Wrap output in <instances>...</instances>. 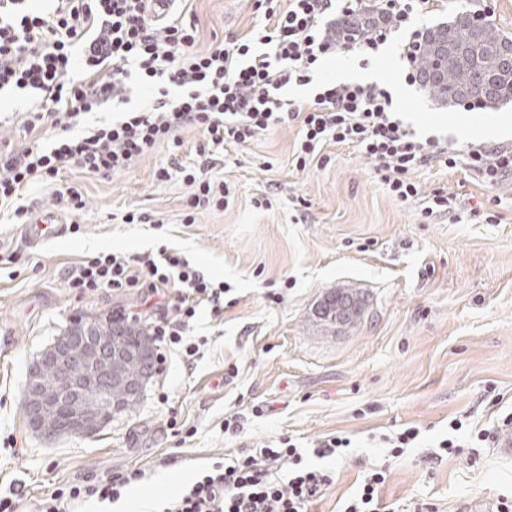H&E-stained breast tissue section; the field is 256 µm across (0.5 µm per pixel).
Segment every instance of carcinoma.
<instances>
[{"mask_svg":"<svg viewBox=\"0 0 512 512\" xmlns=\"http://www.w3.org/2000/svg\"><path fill=\"white\" fill-rule=\"evenodd\" d=\"M415 56L419 82L438 99L457 104L459 89L471 90L469 99L487 105L512 100V61L504 60L501 47L512 39L488 21L475 22L474 11L461 8L448 24L426 32ZM124 339L132 348L154 344L148 330L132 322L125 325ZM139 399L115 385L110 396L85 403H64L43 424L65 434H76L83 420L101 423L116 413L133 411Z\"/></svg>","mask_w":512,"mask_h":512,"instance_id":"cac0c4a2","label":"carcinoma"}]
</instances>
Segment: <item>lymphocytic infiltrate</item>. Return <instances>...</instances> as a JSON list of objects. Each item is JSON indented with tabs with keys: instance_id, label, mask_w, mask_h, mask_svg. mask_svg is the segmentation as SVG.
<instances>
[{
	"instance_id": "lymphocytic-infiltrate-1",
	"label": "lymphocytic infiltrate",
	"mask_w": 512,
	"mask_h": 512,
	"mask_svg": "<svg viewBox=\"0 0 512 512\" xmlns=\"http://www.w3.org/2000/svg\"><path fill=\"white\" fill-rule=\"evenodd\" d=\"M30 0H0V91H30L36 103L22 122L25 146L0 151V215L11 224L30 221L25 191L51 188L59 208H84L81 192L63 184L64 169L109 178L128 171L163 143L178 141L180 130L198 129L199 160L180 172L193 209L224 206V184L209 173L214 152L243 144L283 124L299 127L297 166L318 157L327 142L356 147L369 159L387 191L401 201L419 195L411 171L437 160L467 167L487 186L512 176V149L468 146L465 156L438 138L417 139L398 117L392 93L376 82L325 83L313 103L293 107L285 88L312 84L320 63L340 50L370 60L392 31L408 27L430 0H382L371 30L358 35L336 31L334 14L365 12V0H270L259 25L230 41L199 48L195 22H184L176 0H52L49 11ZM149 90L147 103L128 105L132 83ZM124 105L115 122L79 132L82 117L106 103ZM64 277L88 295L103 288H135L162 297L176 320H148L158 343L194 355L183 335L201 304L224 309V289L208 280L181 252L127 258L100 252L83 257ZM287 468L288 481L273 480ZM144 470L117 471L97 484L76 482L44 498L39 512H61L63 499L119 500L142 480ZM334 472L309 465L284 437L250 450L231 462L203 471L162 512H308Z\"/></svg>"
}]
</instances>
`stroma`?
I'll use <instances>...</instances> for the list:
<instances>
[{
    "mask_svg": "<svg viewBox=\"0 0 512 512\" xmlns=\"http://www.w3.org/2000/svg\"><path fill=\"white\" fill-rule=\"evenodd\" d=\"M512 37V0H435L422 28L460 7ZM200 47L248 31L257 0H189ZM405 31L392 33L377 60L350 52L327 60L317 81L367 67L389 87L402 118L420 137L449 148L512 147V101L494 108L443 105L407 85L399 58ZM299 129L283 126L214 155L212 176L227 189L224 206L187 223L189 194L180 166L196 162L202 139L179 133V148L158 147L109 178L71 167L62 180L84 195L77 212L54 208L50 190L32 187L33 212L56 211L60 236L29 247L17 224L0 223V499L10 512H36L48 491L115 471L170 473L186 487L215 462L283 437L302 450L342 434L349 455L317 465L335 481L308 512H341L365 472L385 468L381 512H497L512 493V454L493 441L436 459L431 447L453 418L493 428L512 411V177L482 185L464 164L416 168L420 195L403 202L387 192L355 147L328 143L326 164L295 165ZM167 168L168 181L155 173ZM453 195L450 213L424 217L425 198ZM151 216L126 224V212ZM498 214L499 223L482 220ZM179 249L224 286V311L203 305L184 333L193 359L167 351L136 410L90 435L48 438L31 429L21 396L31 364L76 319H109L139 304L137 289L92 296L68 287L66 268L110 251L129 258ZM349 292L362 304L354 324H327V295ZM232 430H225V422ZM417 447L398 457L370 438L406 426Z\"/></svg>",
    "mask_w": 512,
    "mask_h": 512,
    "instance_id": "stroma-1",
    "label": "stroma"
}]
</instances>
